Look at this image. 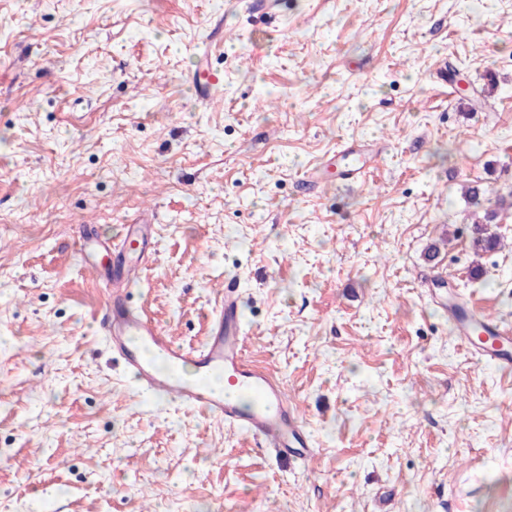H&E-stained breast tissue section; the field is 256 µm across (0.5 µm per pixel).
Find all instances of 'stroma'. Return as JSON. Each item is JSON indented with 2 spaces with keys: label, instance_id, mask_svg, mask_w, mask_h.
<instances>
[{
  "label": "stroma",
  "instance_id": "stroma-1",
  "mask_svg": "<svg viewBox=\"0 0 512 512\" xmlns=\"http://www.w3.org/2000/svg\"><path fill=\"white\" fill-rule=\"evenodd\" d=\"M345 138L383 143L367 182L301 191ZM467 184L512 195V0H0V512H512V373L434 287L512 323V207L476 252ZM141 219L132 304L198 345L236 276L308 466L142 394L100 338L73 231ZM190 82L196 91L206 96L207 99L212 95L213 91L223 84V76L215 72L206 58L205 63L194 70L189 76Z\"/></svg>",
  "mask_w": 512,
  "mask_h": 512
}]
</instances>
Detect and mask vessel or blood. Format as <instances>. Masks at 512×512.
<instances>
[{
  "label": "vessel or blood",
  "mask_w": 512,
  "mask_h": 512,
  "mask_svg": "<svg viewBox=\"0 0 512 512\" xmlns=\"http://www.w3.org/2000/svg\"><path fill=\"white\" fill-rule=\"evenodd\" d=\"M189 80L206 97L223 83L222 75L207 63L194 70ZM376 154L373 144L342 140L335 152L307 171L302 180L319 182L333 172L343 185H359L366 180ZM75 242L82 262L108 290L97 324L143 390L174 396L182 404L248 433L258 447L270 449L277 457L302 462L313 458L310 434L284 382L254 365L245 352L234 281L224 284L205 344L184 347L171 342L158 324L130 304L132 285L156 252L155 225H124L115 244L99 240L92 225L82 224ZM449 316L459 341L469 342L476 329L469 309L455 306ZM478 329L488 340L487 345L476 347L478 359L511 372L512 329L487 319Z\"/></svg>",
  "instance_id": "1"
}]
</instances>
